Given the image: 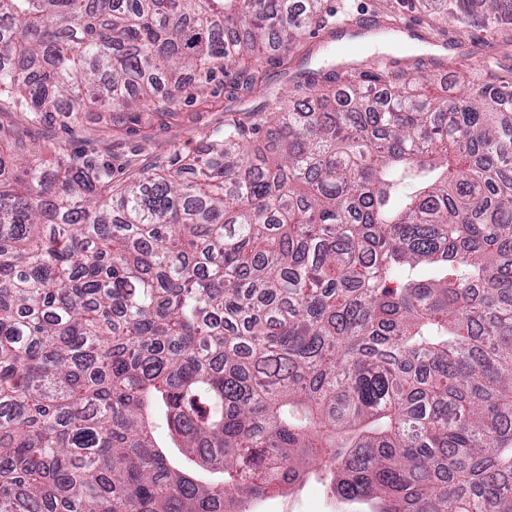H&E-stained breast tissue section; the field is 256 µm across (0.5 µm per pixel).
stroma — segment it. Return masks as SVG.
<instances>
[{"mask_svg":"<svg viewBox=\"0 0 512 512\" xmlns=\"http://www.w3.org/2000/svg\"><path fill=\"white\" fill-rule=\"evenodd\" d=\"M383 46H356L346 51L335 39L304 38L298 50L284 62L266 59L256 64L258 88L240 90L241 66L231 67L229 75H216L204 90L188 88L174 108L156 107L147 111L131 109L105 116L84 113L81 122L63 126L52 113L31 125L11 107L0 108V129L19 133L26 145L47 148V161H55L56 150L67 153L94 150L111 162L119 176L139 170L170 167L179 157L199 155L206 141L223 131L225 123L244 119L254 112H266L272 99L284 95L303 79L306 71L338 65L342 57L353 60L391 55H408L425 61L454 60L459 71H474L481 77L504 75L512 66V35H492L487 43L456 45L447 38L430 36L425 25H417L411 44L396 36L384 35ZM252 512H336V503L324 486L307 480L284 494L251 503Z\"/></svg>","mask_w":512,"mask_h":512,"instance_id":"35a3bbf8","label":"stroma"}]
</instances>
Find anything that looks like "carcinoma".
Instances as JSON below:
<instances>
[{"label": "carcinoma", "mask_w": 512, "mask_h": 512, "mask_svg": "<svg viewBox=\"0 0 512 512\" xmlns=\"http://www.w3.org/2000/svg\"><path fill=\"white\" fill-rule=\"evenodd\" d=\"M324 2L0 0V103L173 107L361 25ZM376 4L381 29L512 25V0ZM430 81L314 72L122 181L0 145V512H231L307 478L512 512V75Z\"/></svg>", "instance_id": "1"}]
</instances>
